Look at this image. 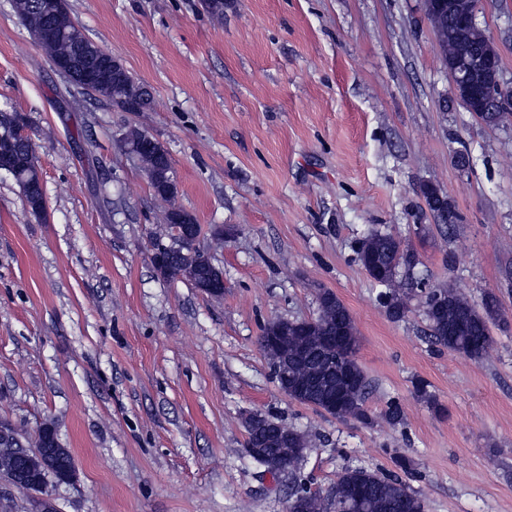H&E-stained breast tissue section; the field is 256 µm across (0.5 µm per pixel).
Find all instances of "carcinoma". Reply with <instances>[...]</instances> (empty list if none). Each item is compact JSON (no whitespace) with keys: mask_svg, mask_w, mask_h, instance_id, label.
<instances>
[{"mask_svg":"<svg viewBox=\"0 0 512 512\" xmlns=\"http://www.w3.org/2000/svg\"><path fill=\"white\" fill-rule=\"evenodd\" d=\"M46 0H13L16 15L26 27L42 21L39 12L44 10ZM438 23V46L440 56L448 59L462 52H475L485 44V30L461 27L458 17L443 10L436 18ZM65 31L62 36L51 35L43 45L49 57H63L73 51L75 41L84 37L76 27L71 15L59 22ZM425 203L438 224H451L454 218L448 216L449 202L437 204L429 199V191H422ZM411 245L391 234H372L360 245L358 260L370 278L385 287L380 299L389 316L400 319L408 310L410 296L399 288L397 277L404 264L400 262L409 252ZM426 317L429 321L430 336L439 346L450 352L469 356H481L493 343L491 325L504 320L500 299L490 293L482 305L475 306L456 288L448 285L431 288L426 292ZM318 319L319 331L323 335L336 332L345 336H357V329L347 307L336 295L324 290L320 294ZM272 374L278 384L297 389L299 381L310 377L313 370L327 366L334 368L330 374V388L345 387L343 402L335 418L341 421L354 419L362 423L371 422L365 404L369 382L354 359L343 354L321 350L300 357L288 367V377H281L275 370L273 356H268ZM328 388V389H330ZM328 389L323 385H309L294 397V400L308 406L325 405ZM384 419L391 425L404 424V413L399 402H386ZM246 439L244 448L248 456L262 470L269 465L279 467V473L288 475V504L293 512H425L421 498L410 492L401 474H413L412 461L404 455H395L393 471H375L361 467H346L336 480L331 492L323 497L313 492L308 482L301 477L308 448L305 435L296 427L264 415L251 414L245 418ZM46 439L38 438L35 444L13 431L5 441L9 448H26L31 471L43 472L41 448L55 449L59 459L68 465L74 464L68 449L64 448L55 429L44 427Z\"/></svg>","mask_w":512,"mask_h":512,"instance_id":"carcinoma-1","label":"carcinoma"}]
</instances>
